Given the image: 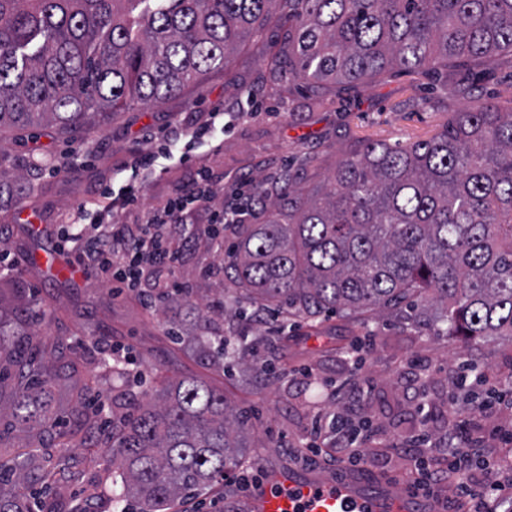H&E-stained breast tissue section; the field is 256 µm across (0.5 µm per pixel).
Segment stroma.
Here are the masks:
<instances>
[{
    "label": "stroma",
    "instance_id": "obj_1",
    "mask_svg": "<svg viewBox=\"0 0 512 512\" xmlns=\"http://www.w3.org/2000/svg\"><path fill=\"white\" fill-rule=\"evenodd\" d=\"M286 37V25L268 20L261 41L236 53L228 67L209 71L161 103L130 105L98 129L67 136L15 129L0 138V179L17 182L16 201L0 210V230L9 238L8 264L23 274L18 281L0 274V303H12L15 288H22L37 313L40 338L65 336L74 343L70 376L109 392L115 399L110 406L113 416H120L125 399L158 388L162 378L198 373L190 348L175 344L157 310L132 294H111L109 284L99 279L68 282L53 273H27L23 264L25 257L41 255L43 245L57 241L74 206L99 199L118 167L155 152L174 127L205 133L189 151L187 162L163 161L161 169L132 182L139 204L125 210L121 220L138 224L144 211L163 205L196 166L212 171L217 206L234 201L245 177L270 182L288 170L310 188L326 181L356 142L405 146L428 139L467 103L459 92L466 73L458 67L423 75L388 72L363 85L337 88L326 101L317 102L305 85L271 77L261 62L263 48L281 46ZM245 87L256 90L254 102L240 97ZM477 88L479 94L512 108V55L498 56ZM223 265L200 237L184 248L178 273L210 293L228 286ZM208 266L215 267V274L201 276V269ZM277 328L290 332L294 341L275 378H246L236 370L224 376L225 386L235 392L264 445L258 464L243 465L246 473L299 465L298 457L277 448L278 436L302 445L316 414L345 411L334 388L357 385L366 392L358 415L376 434L366 445L367 453L376 455L390 476L406 477L410 462L391 445L412 442L419 433L420 405L436 413L434 435L444 434L449 411H468L487 397L481 388L449 403L461 365L492 375L512 372L511 337L491 336L464 350L445 336L440 322L418 329L393 316L369 315L354 321L336 314L314 332L283 314L275 326L257 325L252 336L265 345ZM102 340L126 347L145 374L146 387L98 367ZM414 359L423 365L416 391L408 381ZM110 458L102 443L70 449L68 470L46 497L52 512H73L78 505L88 512H133V501L122 504L112 498L106 472Z\"/></svg>",
    "mask_w": 512,
    "mask_h": 512
}]
</instances>
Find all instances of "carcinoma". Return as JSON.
Returning a JSON list of instances; mask_svg holds the SVG:
<instances>
[{
    "instance_id": "cac0c4a2",
    "label": "carcinoma",
    "mask_w": 512,
    "mask_h": 512,
    "mask_svg": "<svg viewBox=\"0 0 512 512\" xmlns=\"http://www.w3.org/2000/svg\"><path fill=\"white\" fill-rule=\"evenodd\" d=\"M275 9L288 17V51H268L266 69L319 94L386 70L512 53V0H0V128L74 132L132 103H160L227 65ZM461 93L469 104L441 132L404 147L361 141L323 187L288 176L258 184L265 218L235 225L224 255V276L254 307L233 315L238 347L210 336L224 301L194 295L158 300L173 338L195 340L218 372L266 377L269 360L248 341L257 311L286 307L316 329L331 312H404L421 327L439 310L445 334L466 344L512 336V110ZM36 336L27 307L0 310V449L13 434L34 439L0 461V512H47L56 475L39 448L56 435L51 406L69 381L70 347ZM71 415L65 450L95 428L80 405ZM251 430L224 389L168 381L105 432L112 485L139 512H176L246 455Z\"/></svg>"
}]
</instances>
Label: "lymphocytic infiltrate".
Segmentation results:
<instances>
[{
  "label": "lymphocytic infiltrate",
  "instance_id": "1",
  "mask_svg": "<svg viewBox=\"0 0 512 512\" xmlns=\"http://www.w3.org/2000/svg\"><path fill=\"white\" fill-rule=\"evenodd\" d=\"M216 192L217 184L209 169L196 167L164 206L148 212L145 223L131 225L119 220L120 212L137 202L136 196L126 189L106 204L105 219L78 230L73 225H65L61 242L66 245L79 241L77 260L81 267L97 272L108 282L118 284L120 289L153 304L160 294L186 292V281L165 280L161 273L180 263L189 237L207 236L212 249L220 254L224 251L225 225L240 223L241 208H212ZM199 209L207 210L208 220L198 226L192 223L191 217ZM314 432L327 435L328 446L334 450L333 463L363 470L366 458L358 447L361 432L347 415L336 413L330 420L317 422ZM414 446L409 456L413 464L409 488L430 496L444 484H451L454 496L447 501L448 512H457L461 501L474 504L477 512H482L489 500H506L504 487L494 474L512 469V464L501 455L480 470L463 468V460L481 449L480 443L470 439L465 429H449L444 444L430 446L428 437L424 436L416 440Z\"/></svg>",
  "mask_w": 512,
  "mask_h": 512
}]
</instances>
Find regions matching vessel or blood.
I'll return each instance as SVG.
<instances>
[{"label": "vessel or blood", "mask_w": 512, "mask_h": 512, "mask_svg": "<svg viewBox=\"0 0 512 512\" xmlns=\"http://www.w3.org/2000/svg\"><path fill=\"white\" fill-rule=\"evenodd\" d=\"M248 512H437L433 499H420L398 481L366 480L350 471L294 467L252 488Z\"/></svg>", "instance_id": "b4317fda"}]
</instances>
